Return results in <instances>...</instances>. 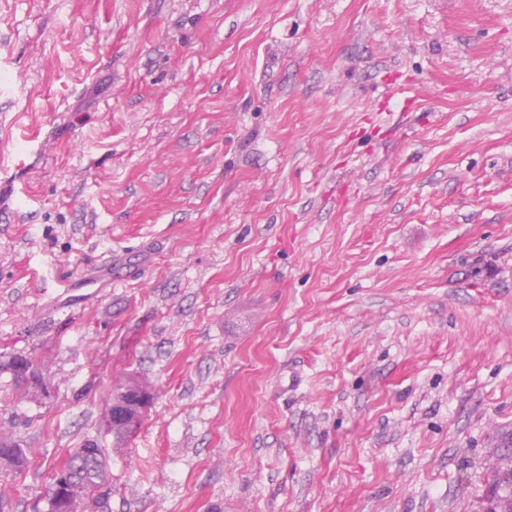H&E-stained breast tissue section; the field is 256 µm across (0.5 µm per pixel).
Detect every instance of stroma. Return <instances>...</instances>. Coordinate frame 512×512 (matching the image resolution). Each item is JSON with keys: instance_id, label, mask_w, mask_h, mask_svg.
I'll use <instances>...</instances> for the list:
<instances>
[{"instance_id": "35a3bbf8", "label": "stroma", "mask_w": 512, "mask_h": 512, "mask_svg": "<svg viewBox=\"0 0 512 512\" xmlns=\"http://www.w3.org/2000/svg\"><path fill=\"white\" fill-rule=\"evenodd\" d=\"M112 285L53 311L57 278ZM0 512H488L512 470V0H0ZM154 390L116 440L113 388ZM28 372L31 378L28 377ZM0 373L11 377L12 385L35 400L48 398L42 388H49L38 359L33 355L13 354L0 361ZM0 463L15 472L23 471L28 464L26 448L12 435L8 439L0 437ZM57 481L84 492L86 512H99L108 494L109 470L102 448L91 443L83 448H74L63 466L56 469L46 490L47 512H61L54 501V486Z\"/></svg>"}]
</instances>
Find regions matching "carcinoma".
Here are the masks:
<instances>
[{"label":"carcinoma","mask_w":512,"mask_h":512,"mask_svg":"<svg viewBox=\"0 0 512 512\" xmlns=\"http://www.w3.org/2000/svg\"><path fill=\"white\" fill-rule=\"evenodd\" d=\"M0 373L11 377L12 385L35 400H42L46 395L42 388L47 386L45 376L39 367L38 359L33 355L13 354L0 361ZM148 390L144 383L131 379L112 391L110 406L106 418L108 425L118 437L133 433L123 422H115L113 408L135 416L140 414L142 392ZM28 464L27 449L14 437H0V465L15 472L23 471ZM63 482L84 492L86 512H99L108 494L109 470L106 455L101 448L88 443L81 448H74L63 466L56 469L46 490L47 512H60L54 501V486Z\"/></svg>","instance_id":"cac0c4a2"}]
</instances>
